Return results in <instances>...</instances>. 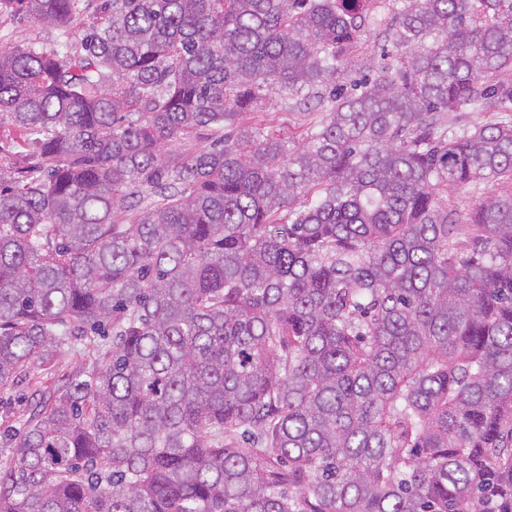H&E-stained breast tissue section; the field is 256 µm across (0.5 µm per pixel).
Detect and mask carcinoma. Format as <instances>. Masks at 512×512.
Segmentation results:
<instances>
[{"mask_svg": "<svg viewBox=\"0 0 512 512\" xmlns=\"http://www.w3.org/2000/svg\"><path fill=\"white\" fill-rule=\"evenodd\" d=\"M77 2L0 17L66 50ZM369 2L102 0L73 59L0 42L33 157L0 165V389L102 357L0 512H512V192L448 207L512 183V0ZM371 31L397 65L349 93ZM273 90L322 121L249 122ZM500 112H448V122L458 128H473L476 125L496 122ZM487 192H492L496 194H505L512 192V184L510 183H502L499 185H494L489 183L487 185H482L481 190L467 192H456L448 194V205L453 206L460 211L467 212V210L472 209L479 201L481 197H483Z\"/></svg>", "mask_w": 512, "mask_h": 512, "instance_id": "cac0c4a2", "label": "carcinoma"}]
</instances>
